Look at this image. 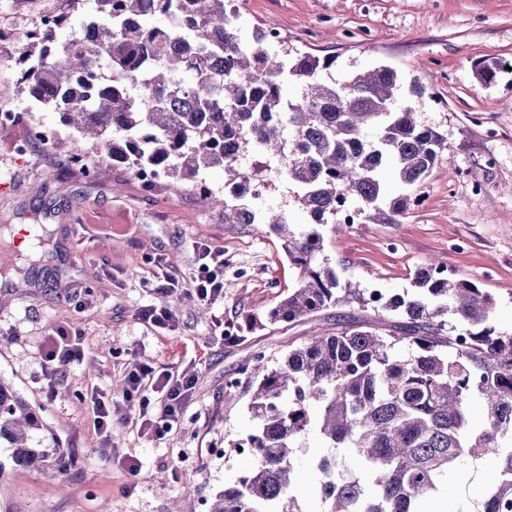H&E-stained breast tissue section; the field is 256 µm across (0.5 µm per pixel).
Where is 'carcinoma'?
<instances>
[{
	"instance_id": "carcinoma-1",
	"label": "carcinoma",
	"mask_w": 512,
	"mask_h": 512,
	"mask_svg": "<svg viewBox=\"0 0 512 512\" xmlns=\"http://www.w3.org/2000/svg\"><path fill=\"white\" fill-rule=\"evenodd\" d=\"M228 4L93 0L81 33L60 49L67 14L37 36H15L20 91L60 112L103 158L163 176L172 190L224 173V195L208 194L224 223L267 225L297 271L267 322L354 303L402 318L388 333L379 316L338 322L289 346L274 365L261 353L243 365L255 425L233 448L253 465L208 512H308L297 493L305 458L322 512H420L451 473L484 460L481 512H512V329L491 324L494 298L431 262L416 268L411 289L388 296L342 280L324 254V227L346 229L336 223L342 203L365 221L401 223L445 136L397 104L394 69L328 80L330 58L272 53L261 28L242 39ZM498 73L494 61L475 67L485 84ZM252 149L297 187L308 222L254 210L253 175L238 158ZM477 404L485 409L479 420ZM42 429L0 380V448L19 467L52 462L62 474L63 449L32 446ZM312 437L323 452L310 457Z\"/></svg>"
}]
</instances>
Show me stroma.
<instances>
[{
    "label": "stroma",
    "mask_w": 512,
    "mask_h": 512,
    "mask_svg": "<svg viewBox=\"0 0 512 512\" xmlns=\"http://www.w3.org/2000/svg\"><path fill=\"white\" fill-rule=\"evenodd\" d=\"M241 36L271 24L280 48L332 58L337 81L377 65L394 68L419 122L437 127L448 148L423 197L398 224L363 223L327 237L325 253L342 279L386 294L402 292L426 261L443 264L496 300L494 322L512 329V0H235ZM497 62L495 82L474 64ZM0 67V380L41 418L42 448L61 446L64 475L19 467L0 449V512H206L208 502L251 466L233 442L250 433L247 380L227 388L249 356L282 359L313 327L368 319L351 306L310 321L247 329L246 318L274 307L296 280L281 242L263 224L225 223L199 190L145 189L126 167L99 164L93 176L35 136H79L16 85ZM224 251V297L211 305L182 290L166 298L170 330L141 323L158 271L189 279L192 243ZM78 331L83 361L51 382L45 352L53 330ZM136 363L195 379L192 397L164 440L123 424L124 378ZM112 400L104 441L91 391ZM140 461L137 474L126 457Z\"/></svg>",
    "instance_id": "obj_1"
}]
</instances>
